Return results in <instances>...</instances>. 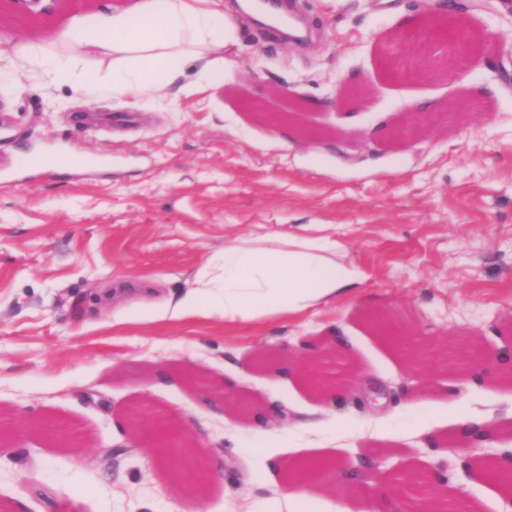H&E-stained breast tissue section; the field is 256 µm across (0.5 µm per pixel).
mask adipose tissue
<instances>
[{"label": "adipose tissue", "mask_w": 512, "mask_h": 512, "mask_svg": "<svg viewBox=\"0 0 512 512\" xmlns=\"http://www.w3.org/2000/svg\"><path fill=\"white\" fill-rule=\"evenodd\" d=\"M236 25L220 0H137L114 14L110 28L86 18L62 35L74 47V59L57 62L48 54L30 61L60 83L78 82L89 91L100 87L78 64L108 56L112 78L106 91L117 98H138L169 90L184 68L197 64L212 72L207 52L235 41ZM335 240L291 233L276 245L254 246L237 240L225 244L218 276L200 277L195 293L169 301L161 318L194 312L200 303L224 319L261 318L299 312L346 295L360 282L357 271L337 262Z\"/></svg>", "instance_id": "adipose-tissue-1"}]
</instances>
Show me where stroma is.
Returning a JSON list of instances; mask_svg holds the SVG:
<instances>
[{
    "label": "stroma",
    "mask_w": 512,
    "mask_h": 512,
    "mask_svg": "<svg viewBox=\"0 0 512 512\" xmlns=\"http://www.w3.org/2000/svg\"><path fill=\"white\" fill-rule=\"evenodd\" d=\"M136 0H45L0 5V168L46 142L78 156L108 151L111 169L68 165L24 184L0 179V512H276L289 470L325 460L312 483L319 512H358L402 473L442 471L461 415L487 413L498 439L464 451L443 512H504L505 491L479 468L512 450V382L478 385L452 362L413 364L368 325L370 311L403 314L418 341L441 348L469 336L512 348V13L471 0L474 34L496 33L463 75L401 83L384 59L390 33L418 20L424 0H299L313 35L295 48L239 16L237 40L216 53L217 82L187 66L168 95L85 97L25 58L27 47L67 58L58 39L75 19L130 9ZM374 95L333 111L337 80ZM281 82L288 99L253 116L252 98ZM469 95L479 113H443ZM436 113L433 131L393 136L406 112ZM319 225L336 259L362 276L336 302L293 315L227 321L207 309L158 319L154 310L195 287L232 238L276 237ZM347 338L329 369L360 379L342 407L324 404L283 372L303 342ZM248 396L261 413L285 409L280 447L253 453L251 422L226 411L211 383ZM100 392L108 409L86 401ZM195 426L220 473L188 489L175 457L130 444V415ZM77 431L69 442L59 427ZM380 459L361 489L338 468Z\"/></svg>",
    "instance_id": "1"
}]
</instances>
